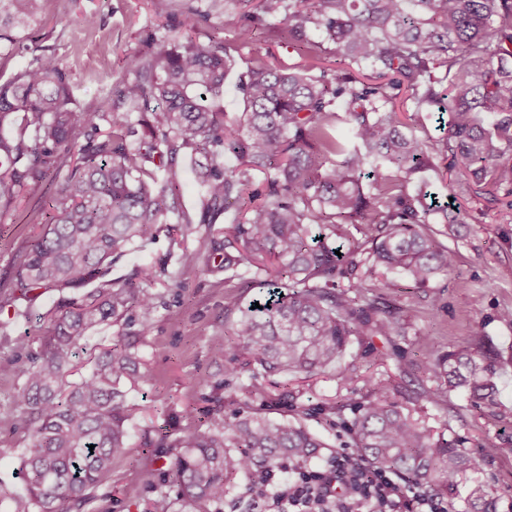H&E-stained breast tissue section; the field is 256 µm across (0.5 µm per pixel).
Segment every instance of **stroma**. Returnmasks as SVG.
<instances>
[{"instance_id": "35a3bbf8", "label": "stroma", "mask_w": 512, "mask_h": 512, "mask_svg": "<svg viewBox=\"0 0 512 512\" xmlns=\"http://www.w3.org/2000/svg\"><path fill=\"white\" fill-rule=\"evenodd\" d=\"M190 6L212 13L209 27L195 31L196 40H233L235 23L227 21L223 7L213 6L211 0H169L165 6L157 0H49L28 41L66 66L80 108L96 107L108 101L148 36L185 34ZM88 16L93 17V25L85 24ZM258 50L271 51L278 64L304 67L315 75L336 65L330 44L324 45L316 59L287 43L270 46L260 40L255 47L242 48L224 81V107L229 115L242 110L235 87ZM425 179L427 193L452 201L464 218L457 236L441 239L456 253L457 271L431 288L416 289L402 276L392 275L385 287L362 289L363 298L381 297L400 307L413 333L403 339L376 336L365 345H352L350 352L356 355L363 375L376 381L395 373L399 357L421 362L430 350L449 349L474 333H483L503 357L500 399L512 410V322L499 317L503 308H512V208L502 196L460 193L435 172H426ZM54 186V180H47L9 213L0 215V289L11 287L13 260L39 230L31 222L32 213L48 204ZM180 196L184 215L193 223L185 244L207 250L205 227L199 222L201 195L194 167H185L181 174ZM147 262L155 273L150 290L156 296V308L151 317L145 319L137 313L132 324L98 327L81 341L74 359L77 371L87 372L101 347L124 332L139 337L140 369L151 378L150 383L128 389L127 401L133 412L127 424L128 441L112 461L110 484L96 489L80 512H144L146 501L160 484V471L168 469L173 458L169 452L155 453L151 441L164 434L177 437L191 425L205 426L211 396L235 400L250 410L265 405L272 391H298L297 403L306 408L338 400L344 393L336 366L307 382L290 375H232L229 368L239 358L240 347L233 334L237 315L225 308L224 271L203 264L178 270L171 242L162 235L115 259L108 277L123 284L135 278ZM175 273L182 287H168V278ZM57 298L51 291L33 303L20 300L15 307L0 309V353L13 361L11 373L0 374V482L14 492L24 486L18 452L26 439L16 424L14 394L39 346L35 317L51 308ZM218 338L224 341L220 354L212 349ZM418 416L433 433L466 438L469 452L489 441L498 445V453L483 459L476 476L493 488L491 512H512V417L494 420L482 415L462 391L451 393L444 404L420 400Z\"/></svg>"}]
</instances>
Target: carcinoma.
<instances>
[{
    "mask_svg": "<svg viewBox=\"0 0 512 512\" xmlns=\"http://www.w3.org/2000/svg\"><path fill=\"white\" fill-rule=\"evenodd\" d=\"M46 0H0V57H9L41 20ZM238 23L235 41L150 37L129 63L105 108L78 111L61 61L37 54L22 69L0 71V214L22 193L57 176L43 225L13 263V288L0 309L50 289L70 290L43 316L39 351L15 395L24 492L7 512H68L112 480V457L125 447L131 419L121 384L148 381L136 343L124 336L104 347L80 382L66 388L73 349L95 328L133 311L148 316L154 294L132 283L81 289L104 265L138 244L171 233L178 213L180 161L202 170L199 223L224 270L259 280L269 298L238 320L234 336L245 358L230 368L269 376L312 377L333 366L366 336H405L398 311L349 296L378 287L392 271L414 288H429L456 272V254L442 234L463 223L447 205L427 202L410 187L442 162L464 193L512 194V0H224ZM321 30L334 45L336 69L317 75L257 54L241 73L244 111L227 117L218 100L233 53L256 34L288 41L312 56ZM410 91L416 111L448 113V129L427 142L404 130L397 90ZM348 134L336 133L337 124ZM233 157L228 165L224 158ZM259 171L265 189L246 194ZM235 212L225 229L218 214ZM360 225L363 240L336 255V240ZM322 232L312 234L313 226ZM501 354L487 338L431 351L422 365L437 387L433 402L464 390L494 418ZM359 366L341 380L347 396L314 410L292 401L297 419L228 408L215 399L206 429L186 430L171 472L178 497L160 492L145 512H224V498L252 477L284 465L301 470L323 443L302 418L321 415L348 434L359 462L400 475L435 494L454 490L479 462L465 440L437 436L398 400L392 378L357 388ZM351 417H346L345 412ZM491 487H470L472 512H489Z\"/></svg>",
    "mask_w": 512,
    "mask_h": 512,
    "instance_id": "1",
    "label": "carcinoma"
}]
</instances>
